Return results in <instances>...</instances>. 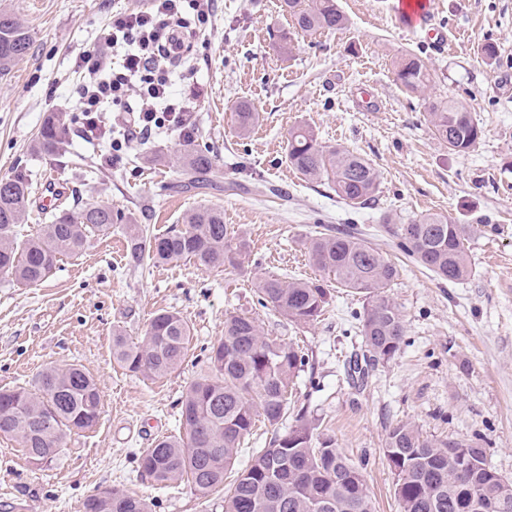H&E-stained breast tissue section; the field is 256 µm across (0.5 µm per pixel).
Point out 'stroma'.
<instances>
[{
	"label": "stroma",
	"instance_id": "1",
	"mask_svg": "<svg viewBox=\"0 0 512 512\" xmlns=\"http://www.w3.org/2000/svg\"><path fill=\"white\" fill-rule=\"evenodd\" d=\"M280 2L217 0L206 40L194 43L202 90L194 142L215 156L224 182L186 191L173 163L185 143L174 133L134 135L116 164L108 144L76 136L68 163L30 149L48 113L74 119L83 80L77 58L103 46L113 14L147 10L151 0H0V11L15 14L32 39L28 55L0 78V179L20 169L41 182L56 176L68 199L112 204L153 234L213 205L248 242L239 270L189 261L135 269L117 229L62 257L40 285L0 276V390L33 385L49 367L80 364L103 402L98 424L67 437L64 453L44 469L30 465L17 442L0 439V512H77L100 487L148 498L153 512H224L222 494L203 497L185 482L152 486L140 476L138 457L158 437L175 434L185 389L206 373L203 349L223 334L228 311L256 317L270 335L303 348L296 406L362 470L375 512L399 510L383 448L400 421L432 439L478 442L512 481V0H436L435 22L448 34L441 49L403 24L396 0H338L346 28L312 36L296 32ZM284 33L292 40L288 52L280 47ZM488 43L498 47L491 67L481 52ZM406 52L431 73L424 96L394 81L391 63ZM363 87L379 97L380 109L353 107ZM429 98L466 103L483 128L470 152L454 153L434 138L424 117ZM239 103L259 114L246 139L233 117ZM298 125L321 145L370 160L380 175L372 207L351 208L328 185L308 183L288 166V133ZM427 213L465 225L467 279H437L381 224L387 215L405 224ZM319 224L362 229L400 269L388 294L404 318L403 342L363 381L347 367L364 350L362 295L331 287L318 320L295 326L261 308L252 288L268 275L328 284L304 247ZM162 309L180 312L192 328L185 363L156 380L125 371L112 358L113 330L138 341Z\"/></svg>",
	"mask_w": 512,
	"mask_h": 512
}]
</instances>
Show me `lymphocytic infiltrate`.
<instances>
[{"instance_id": "obj_1", "label": "lymphocytic infiltrate", "mask_w": 512, "mask_h": 512, "mask_svg": "<svg viewBox=\"0 0 512 512\" xmlns=\"http://www.w3.org/2000/svg\"><path fill=\"white\" fill-rule=\"evenodd\" d=\"M215 0H152L146 11L113 14L106 49L85 51L78 66L84 74L79 87V134L89 143L110 141L113 153L124 147L113 138L109 108L129 115L140 132L165 129L183 140L194 138L190 122L197 87L180 90L167 62L182 50L181 29L186 14L198 22L205 36Z\"/></svg>"}]
</instances>
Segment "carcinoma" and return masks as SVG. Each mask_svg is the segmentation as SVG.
<instances>
[{
    "mask_svg": "<svg viewBox=\"0 0 512 512\" xmlns=\"http://www.w3.org/2000/svg\"><path fill=\"white\" fill-rule=\"evenodd\" d=\"M284 10L304 33L344 28L348 19L336 0H283ZM30 50V36L12 13L0 11V76H5ZM394 81L412 93L428 88L431 74L411 53L393 63ZM427 120L435 138L455 153H466L482 137L472 112L454 99L428 103ZM258 113L248 106L235 112L238 135L247 137ZM69 126L50 114L32 141L36 153L67 152ZM288 165L312 183L326 182L336 196L353 208L375 200L379 175L367 158L320 145L312 129L290 131ZM185 189H203L223 179L207 149L189 145L178 158ZM37 184L18 172L0 180V275L20 285L49 278L61 257L81 252L94 236H107L122 225L135 266L192 260L201 267L238 268L246 255L243 241L224 224V211L200 206L183 217L187 228L151 234L136 220H124L120 210L90 199L52 209L40 233L25 239L24 223ZM386 232L416 263L450 283L471 274L464 225L451 218L426 214ZM311 259L338 285L365 296L360 315L363 343L376 361H389L400 350L405 325L397 304L385 288L399 271L362 234L330 226L306 241ZM257 303L288 322L307 326L322 314L327 289L309 281L264 276L254 282ZM188 322L174 311L162 310L151 319L142 339L129 342L117 332L112 357L133 374L155 380L178 370L190 349ZM208 374L191 381L182 400L177 435L163 436L138 458L142 476L160 488L188 479L202 496L224 486L238 450L256 423L278 426L288 419V388L306 364L299 346L268 335L245 314H224V335L206 347ZM102 399L91 374L81 365L50 367L32 389L0 390V439L16 440L32 465L58 458L65 438L92 430ZM316 427L299 411L288 431L272 437L268 447L235 472L224 493V512H374L372 495L358 466L330 438L314 439ZM394 475L399 512H512V490L489 464L485 450L473 442L436 440L407 422L390 427L383 448ZM78 512H151L147 500L119 488L88 495Z\"/></svg>",
    "mask_w": 512,
    "mask_h": 512,
    "instance_id": "carcinoma-1",
    "label": "carcinoma"
}]
</instances>
